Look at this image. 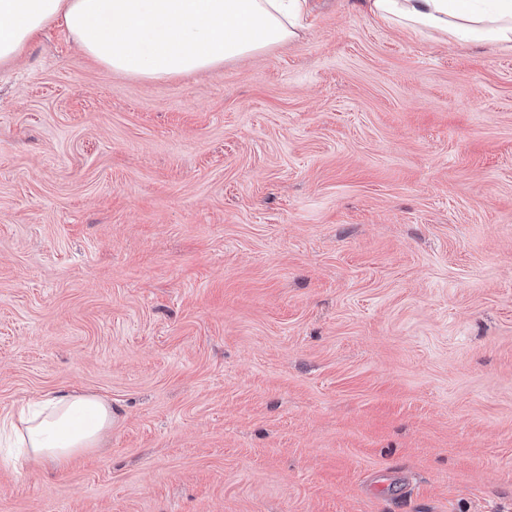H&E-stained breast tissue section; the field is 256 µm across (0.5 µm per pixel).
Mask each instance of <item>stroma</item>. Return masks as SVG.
<instances>
[{"label":"stroma","instance_id":"stroma-1","mask_svg":"<svg viewBox=\"0 0 512 512\" xmlns=\"http://www.w3.org/2000/svg\"><path fill=\"white\" fill-rule=\"evenodd\" d=\"M312 5L161 82L0 65V419L112 404L0 446V512H512V50ZM16 420L12 414L1 419L0 426V436L6 431L13 448H21L15 467L60 469L99 448L112 429V404L95 395L59 390L19 406Z\"/></svg>","mask_w":512,"mask_h":512}]
</instances>
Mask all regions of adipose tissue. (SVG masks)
Here are the masks:
<instances>
[{"instance_id":"adipose-tissue-1","label":"adipose tissue","mask_w":512,"mask_h":512,"mask_svg":"<svg viewBox=\"0 0 512 512\" xmlns=\"http://www.w3.org/2000/svg\"><path fill=\"white\" fill-rule=\"evenodd\" d=\"M308 0H0V64L13 62L52 24L105 68L161 81L299 38ZM374 17L458 44L512 50V0H364ZM112 428V405L59 390L0 419L16 467H65L99 447Z\"/></svg>"}]
</instances>
